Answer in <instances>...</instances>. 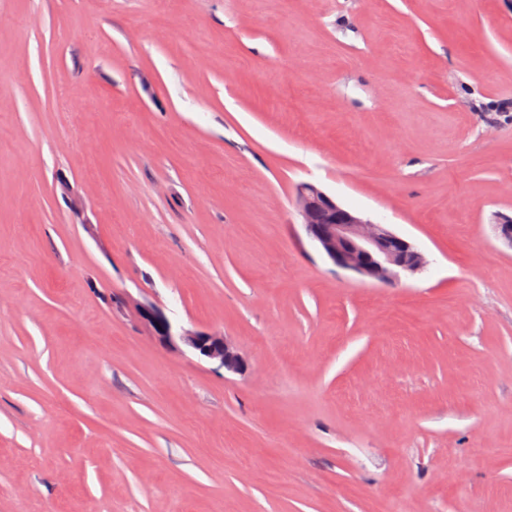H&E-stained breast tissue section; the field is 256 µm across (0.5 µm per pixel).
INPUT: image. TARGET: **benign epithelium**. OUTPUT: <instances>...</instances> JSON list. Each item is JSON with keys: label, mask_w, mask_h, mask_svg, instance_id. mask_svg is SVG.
I'll use <instances>...</instances> for the list:
<instances>
[{"label": "benign epithelium", "mask_w": 512, "mask_h": 512, "mask_svg": "<svg viewBox=\"0 0 512 512\" xmlns=\"http://www.w3.org/2000/svg\"><path fill=\"white\" fill-rule=\"evenodd\" d=\"M296 206L308 236L337 267L378 283H395L426 265L425 255L387 225L365 219L338 204L323 190L307 183L297 188ZM141 315L165 345L179 341L201 359L240 373L244 362L236 348L217 332L173 330L171 322L153 307Z\"/></svg>", "instance_id": "1"}]
</instances>
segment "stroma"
Returning a JSON list of instances; mask_svg holds the SVG:
<instances>
[{
  "label": "stroma",
  "instance_id": "1",
  "mask_svg": "<svg viewBox=\"0 0 512 512\" xmlns=\"http://www.w3.org/2000/svg\"><path fill=\"white\" fill-rule=\"evenodd\" d=\"M503 103L512 0H0V512H512ZM296 206L308 236L337 267L378 283L398 282L426 265L425 255L406 239L338 204L307 183L297 188ZM141 315L161 343L173 346L179 340L200 359L218 362L225 370L234 373L244 370L243 359L221 333L190 329L175 332L167 317L153 307H141Z\"/></svg>",
  "mask_w": 512,
  "mask_h": 512
}]
</instances>
